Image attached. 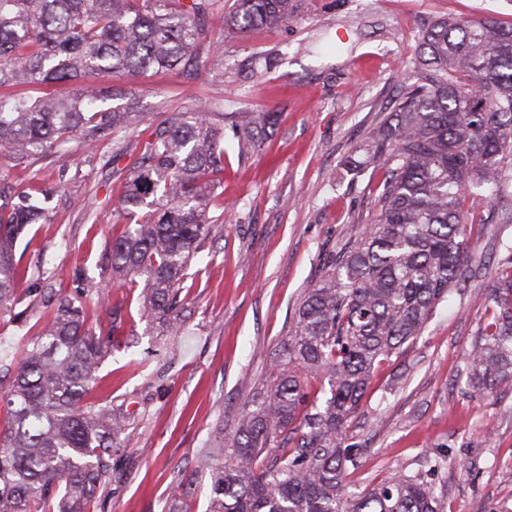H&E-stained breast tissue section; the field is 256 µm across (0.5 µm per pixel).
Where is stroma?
Wrapping results in <instances>:
<instances>
[{"label":"stroma","instance_id":"obj_1","mask_svg":"<svg viewBox=\"0 0 512 512\" xmlns=\"http://www.w3.org/2000/svg\"><path fill=\"white\" fill-rule=\"evenodd\" d=\"M512 22V0H302L295 21L276 30L229 33L214 19L209 40L224 54V73H147L134 88L145 119L126 132L128 150L112 157V140L17 163L0 157V186L12 196L48 194L46 216L27 225L14 248L24 273L17 310L0 316V381L9 382L25 345L50 308V284L89 311L96 330L122 311L92 385L128 419L117 441L123 483L94 495L95 512H162L180 482L193 481L189 512H207L209 479L195 461L215 429L267 377L305 288L337 249L375 214L370 174L351 178L350 158L389 112L417 38L437 17ZM206 108L232 125L248 108L275 112L261 150L229 151L220 206L224 222L194 256L182 293L183 335H158L139 309V288L99 294L112 278L108 241L124 230L117 209L129 172L152 124L171 112ZM512 247V224L483 225L472 256L479 276L449 294L427 327L374 373L348 436L360 445L348 492L372 488L400 472L434 470L443 512H512V386L494 394L462 392L465 355L484 318L482 281Z\"/></svg>","mask_w":512,"mask_h":512}]
</instances>
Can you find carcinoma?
<instances>
[{
	"label": "carcinoma",
	"mask_w": 512,
	"mask_h": 512,
	"mask_svg": "<svg viewBox=\"0 0 512 512\" xmlns=\"http://www.w3.org/2000/svg\"><path fill=\"white\" fill-rule=\"evenodd\" d=\"M297 0H0V88L71 83L67 98L0 95V155L60 151L73 137L100 141L143 121L113 106L87 73L130 81L155 69L224 73L210 50L224 28L286 27ZM416 81L372 132L355 175L383 172L378 214L339 250L304 295L262 387L201 449L209 512H439L426 472L401 473L364 493L343 490L360 448L347 428L380 363L413 342L448 298L475 276L465 265L477 224H511L512 208L480 213L490 189L512 197V24L440 18L422 30ZM270 112L242 111L232 128L238 156L260 149ZM224 128L211 113L179 112L158 123L132 167L120 208L140 221L112 239V283L141 278V298L160 332L185 328L181 294L194 254L222 216L209 205L224 176ZM43 215L38 200L0 201V312L13 305L21 272L13 248ZM51 316L19 362L0 406V512H91L97 489L117 483L114 441L127 418L87 401L110 348L85 310L51 285ZM480 340L466 354L467 385H512V250L485 282ZM322 397L311 396V381ZM191 487L165 512H187Z\"/></svg>",
	"instance_id": "carcinoma-1"
}]
</instances>
